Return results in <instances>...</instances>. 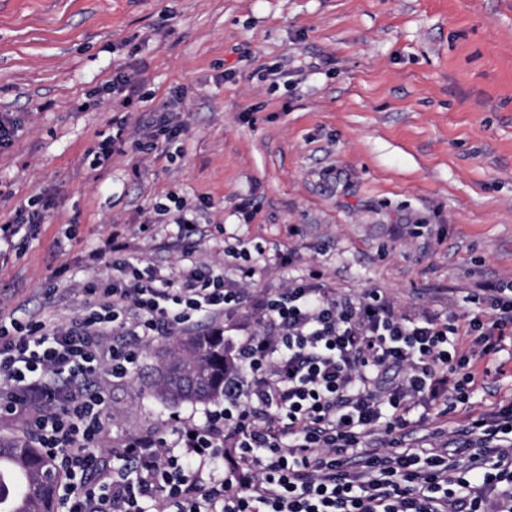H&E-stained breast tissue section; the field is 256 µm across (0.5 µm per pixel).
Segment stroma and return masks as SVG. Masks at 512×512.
<instances>
[{
  "label": "stroma",
  "instance_id": "1",
  "mask_svg": "<svg viewBox=\"0 0 512 512\" xmlns=\"http://www.w3.org/2000/svg\"><path fill=\"white\" fill-rule=\"evenodd\" d=\"M116 75L141 102L107 91ZM171 108L180 134L139 149ZM1 112L19 133L0 150V225L52 202L0 251L2 314L69 321L112 277L111 257L88 255L116 224L143 263L182 267L176 225L149 221L170 195L202 210L195 261L237 286L233 253L257 244L253 282L271 294L316 269L353 299L462 316L478 289L512 284V0H0ZM119 125L124 153L91 169ZM162 343L104 380L103 447L202 420L204 404L155 395ZM503 346L476 359L456 413L412 412L416 438L512 402Z\"/></svg>",
  "mask_w": 512,
  "mask_h": 512
}]
</instances>
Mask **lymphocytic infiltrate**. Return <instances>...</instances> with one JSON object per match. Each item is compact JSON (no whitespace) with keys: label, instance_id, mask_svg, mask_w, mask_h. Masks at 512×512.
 I'll return each mask as SVG.
<instances>
[{"label":"lymphocytic infiltrate","instance_id":"1","mask_svg":"<svg viewBox=\"0 0 512 512\" xmlns=\"http://www.w3.org/2000/svg\"><path fill=\"white\" fill-rule=\"evenodd\" d=\"M105 246L112 280L72 319L0 326V417L55 457L60 512H512L511 404L463 425V449L405 442L416 406L476 391L470 361L512 336V292L485 289L480 311L444 319L376 291L340 299L316 271L246 294L209 265L140 266L120 231ZM244 304L259 328L223 405L103 453L99 372L127 377L149 338Z\"/></svg>","mask_w":512,"mask_h":512}]
</instances>
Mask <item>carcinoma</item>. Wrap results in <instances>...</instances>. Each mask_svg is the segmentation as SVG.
Returning <instances> with one entry per match:
<instances>
[{
  "label": "carcinoma",
  "instance_id": "1",
  "mask_svg": "<svg viewBox=\"0 0 512 512\" xmlns=\"http://www.w3.org/2000/svg\"><path fill=\"white\" fill-rule=\"evenodd\" d=\"M233 343L219 332L170 336L160 392L173 403H209L224 397V376L233 369ZM62 474L52 457L24 433L0 435V512H57Z\"/></svg>",
  "mask_w": 512,
  "mask_h": 512
}]
</instances>
